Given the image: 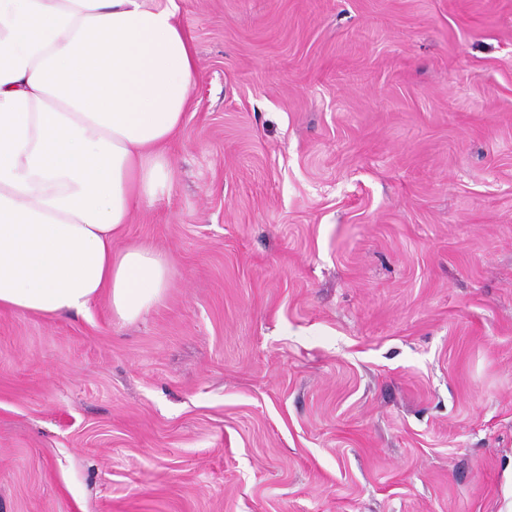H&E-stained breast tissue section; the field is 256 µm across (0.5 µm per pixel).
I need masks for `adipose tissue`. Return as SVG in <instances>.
<instances>
[{
	"label": "adipose tissue",
	"mask_w": 512,
	"mask_h": 512,
	"mask_svg": "<svg viewBox=\"0 0 512 512\" xmlns=\"http://www.w3.org/2000/svg\"><path fill=\"white\" fill-rule=\"evenodd\" d=\"M177 0H0V308L134 321L166 260L113 247L159 198L197 74Z\"/></svg>",
	"instance_id": "obj_1"
}]
</instances>
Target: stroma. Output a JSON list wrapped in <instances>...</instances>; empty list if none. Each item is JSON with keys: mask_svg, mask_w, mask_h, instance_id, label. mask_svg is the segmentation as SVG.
I'll return each instance as SVG.
<instances>
[{"mask_svg": "<svg viewBox=\"0 0 512 512\" xmlns=\"http://www.w3.org/2000/svg\"><path fill=\"white\" fill-rule=\"evenodd\" d=\"M141 320L0 309V512H512V0H178Z\"/></svg>", "mask_w": 512, "mask_h": 512, "instance_id": "obj_1", "label": "stroma"}]
</instances>
